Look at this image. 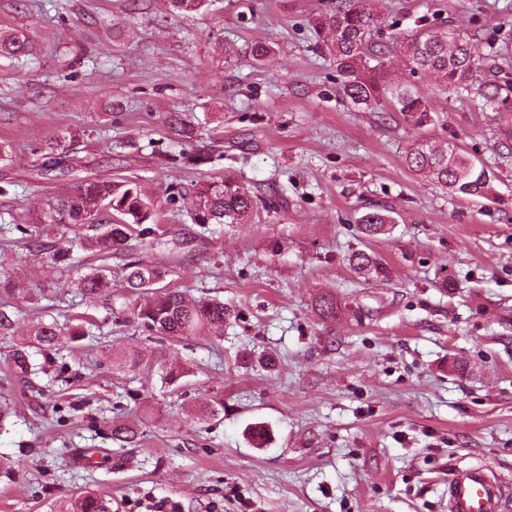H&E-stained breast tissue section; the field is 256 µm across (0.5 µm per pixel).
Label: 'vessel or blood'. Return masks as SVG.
<instances>
[{
    "label": "vessel or blood",
    "mask_w": 512,
    "mask_h": 512,
    "mask_svg": "<svg viewBox=\"0 0 512 512\" xmlns=\"http://www.w3.org/2000/svg\"><path fill=\"white\" fill-rule=\"evenodd\" d=\"M505 504L503 486L488 469L459 468L450 474L449 512H502Z\"/></svg>",
    "instance_id": "1"
}]
</instances>
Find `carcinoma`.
I'll list each match as a JSON object with an SVG mask.
<instances>
[{"instance_id": "carcinoma-1", "label": "carcinoma", "mask_w": 512, "mask_h": 512, "mask_svg": "<svg viewBox=\"0 0 512 512\" xmlns=\"http://www.w3.org/2000/svg\"><path fill=\"white\" fill-rule=\"evenodd\" d=\"M208 0H169L180 14L198 12ZM378 0H336L333 9L317 18L315 26L327 30L325 46L343 76V95L353 106L373 111L390 108L401 113L413 125L422 127L432 111L429 101L420 94L415 77L431 72L440 81L441 90L461 94L470 90L479 105L491 109L512 108V80L485 81L476 84L481 56L470 38L454 31L437 28L424 17L409 32H398L387 42L370 41ZM27 52V40L14 34H0V56L19 57ZM400 53L405 57V73L392 78L384 71L383 60ZM376 65H370V61ZM83 139V130L69 128L45 142L40 150L47 155L62 156ZM409 170L424 180L462 196H484L493 190L495 175L476 157L454 144L422 143L405 158ZM256 200L230 177L204 180L193 194L191 223L206 230L211 224H247ZM159 203L143 192L133 180L114 183L110 179H87L73 190L46 198L31 213L37 236L53 227L80 228L96 225L99 232L79 238L82 248L110 255L125 248L133 235L144 237L155 232L147 222H157ZM360 227L374 236L392 223L381 210L363 214ZM351 264L359 271H379L380 263L365 251L351 255ZM169 270L132 260L125 264V288L135 296L133 316L138 324L163 340L183 336L224 338V324L230 310L216 299H192L176 289L163 285ZM106 269L92 268L80 276L77 288L88 300L109 287ZM336 298L322 293L315 299V310L324 319H334ZM84 331L78 325L40 321L27 330L30 342L52 346L63 336L76 341ZM140 355L126 351L112 352V366L117 370L136 368ZM50 512H117L112 498L92 489L79 492L74 499H62Z\"/></svg>"}]
</instances>
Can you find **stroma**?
Wrapping results in <instances>:
<instances>
[{"label": "stroma", "instance_id": "obj_1", "mask_svg": "<svg viewBox=\"0 0 512 512\" xmlns=\"http://www.w3.org/2000/svg\"><path fill=\"white\" fill-rule=\"evenodd\" d=\"M332 3L211 0L184 15L168 0H0V32L28 44L0 57V278L32 291L0 290L16 321L0 335L12 410L0 512H47L85 486L119 512H448L463 463L488 465L512 500V110L443 96L429 74L416 79L434 107L425 126L351 107L312 27ZM424 15L481 52L512 46V0H380L372 38ZM71 127L84 144L46 175L40 143ZM425 140L482 160L498 201L410 172L405 156ZM224 176L266 205L251 223L202 230L188 218L193 189ZM88 178L134 180L160 201V244L133 238L103 260L66 229L44 248L27 238L41 200ZM378 207L395 222L365 237L358 219ZM53 249L68 261L53 264ZM360 250L384 275L351 266ZM132 258L169 267L189 297L223 300V341L163 344L134 322L121 279ZM98 266L112 286L83 299L75 283ZM322 293L336 298L333 320L315 312ZM50 314L84 337L24 341ZM116 347L149 360L114 373ZM162 363L191 374L162 384ZM213 398L223 410L196 416ZM116 422L135 443L113 439Z\"/></svg>", "mask_w": 512, "mask_h": 512}]
</instances>
